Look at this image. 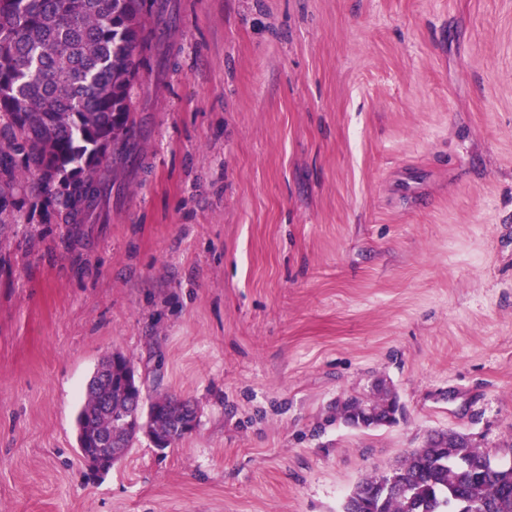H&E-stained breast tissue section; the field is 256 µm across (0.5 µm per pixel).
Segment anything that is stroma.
I'll use <instances>...</instances> for the list:
<instances>
[{"label":"stroma","mask_w":512,"mask_h":512,"mask_svg":"<svg viewBox=\"0 0 512 512\" xmlns=\"http://www.w3.org/2000/svg\"><path fill=\"white\" fill-rule=\"evenodd\" d=\"M139 168L0 228V512H341L457 431L512 463V0H167ZM122 353L196 428L95 473ZM394 393L397 423L336 418ZM106 388H94L91 387L87 390L86 400L78 414V423H80L84 418L89 420H97L100 422H107L108 424L115 422L118 420L125 409V404L123 402H118L116 399L112 400L111 398L105 402V406L108 409H111L109 412H103L100 409V399L105 394ZM115 425V423H113Z\"/></svg>","instance_id":"stroma-1"}]
</instances>
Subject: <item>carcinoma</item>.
<instances>
[{"label":"carcinoma","instance_id":"obj_1","mask_svg":"<svg viewBox=\"0 0 512 512\" xmlns=\"http://www.w3.org/2000/svg\"><path fill=\"white\" fill-rule=\"evenodd\" d=\"M147 0H0V215L27 205L47 223L83 224L112 190L109 172L141 153L130 91L171 20L148 26ZM125 130L120 147L112 131ZM103 388L87 390L78 420L113 423ZM407 491L363 512H512V465L472 442L443 449L434 436L400 464Z\"/></svg>","mask_w":512,"mask_h":512}]
</instances>
